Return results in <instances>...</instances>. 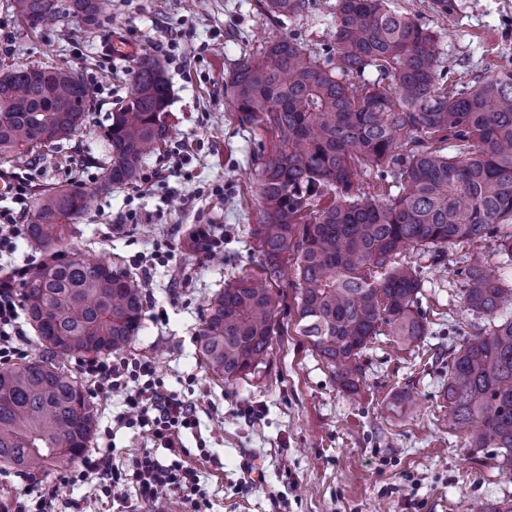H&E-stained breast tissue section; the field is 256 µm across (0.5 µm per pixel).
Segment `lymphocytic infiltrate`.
Segmentation results:
<instances>
[{
    "label": "lymphocytic infiltrate",
    "instance_id": "f902f5d3",
    "mask_svg": "<svg viewBox=\"0 0 512 512\" xmlns=\"http://www.w3.org/2000/svg\"><path fill=\"white\" fill-rule=\"evenodd\" d=\"M22 271L0 267V364L6 365L20 357L17 326L20 303L13 284ZM82 374L94 391L104 396L122 393L127 408L115 421L128 428L149 429L157 448L172 455L171 463H162L154 453L145 452L128 459L125 466L112 462L111 450L97 449L84 454L80 467L61 473L52 481L37 475L29 476L26 497L16 500L14 512H55L57 482L89 483L117 512H139L141 506H155L158 490L191 500L200 491V479L195 468L181 461L185 450L180 434L197 425L195 409L189 401L169 391L157 376L151 362L120 356H94L80 359ZM134 486L136 499H129L126 488Z\"/></svg>",
    "mask_w": 512,
    "mask_h": 512
}]
</instances>
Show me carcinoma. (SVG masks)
<instances>
[{
  "label": "carcinoma",
  "mask_w": 512,
  "mask_h": 512,
  "mask_svg": "<svg viewBox=\"0 0 512 512\" xmlns=\"http://www.w3.org/2000/svg\"><path fill=\"white\" fill-rule=\"evenodd\" d=\"M104 0H11L31 28L74 15L98 26ZM306 0H263L266 14L295 15ZM333 55L318 61L294 37L243 54L229 85L240 123L261 127L277 148L256 176L260 223L250 229L259 274L234 276L209 302L196 344L207 369L228 384L257 373L280 334L274 292L294 265L295 331L353 389L371 340L388 331L404 346L428 335L421 266L409 249L439 262L448 248L489 242L512 266V69L472 86L445 85L434 33L388 0H338ZM375 68L378 83L348 80ZM170 87L160 63L135 62L125 98L104 127L99 191L136 183L170 137ZM92 93L60 63L0 73V163L19 167L44 149L89 131ZM451 141L450 152L433 138ZM393 178L389 198L360 189L363 177ZM335 196L331 204L323 203ZM91 192L38 191L27 239L48 257L19 288L43 356L0 368V464L21 472L75 462L89 447L99 410L62 359L126 349L142 327L145 295L106 259L62 251ZM459 268L471 325L448 362L446 401L471 448L500 449L512 471V283L489 259L464 252Z\"/></svg>",
  "instance_id": "cac0c4a2"
}]
</instances>
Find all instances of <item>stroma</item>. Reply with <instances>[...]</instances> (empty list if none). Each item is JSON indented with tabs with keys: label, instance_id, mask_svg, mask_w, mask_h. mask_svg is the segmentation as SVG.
I'll list each match as a JSON object with an SVG mask.
<instances>
[{
	"label": "stroma",
	"instance_id": "stroma-1",
	"mask_svg": "<svg viewBox=\"0 0 512 512\" xmlns=\"http://www.w3.org/2000/svg\"><path fill=\"white\" fill-rule=\"evenodd\" d=\"M109 0L96 33L63 17L33 29L0 0V71L67 64L90 84L93 118L105 124L133 75L113 57L122 36L155 57L169 80L170 142L146 161L135 185L98 195L105 156L100 137L78 138L27 167L0 168V184L25 183L29 223L38 190L80 185L93 196L74 223L67 251L112 259L134 273L146 295L144 325L125 356L151 361L168 390L191 400L198 425L181 439L198 469L206 512H494L512 501V475L493 448H471L454 426L444 388L448 358L471 322L451 262L407 252L425 277L422 309L429 334L405 347L380 335L361 354L357 392L342 388L307 339L275 337L257 375L224 383L205 370L195 336L206 305L230 276L256 273L249 229L259 219L255 157L269 134L241 125L228 76L242 53L285 36L318 58L332 47L336 0H311L308 11L268 16L260 0ZM393 9L435 32L442 60L468 83L512 67V0H390ZM202 224L224 236L215 258L190 238ZM172 245L160 265L153 255ZM99 430L92 445L115 450V463L151 448L146 430L114 426L126 405L95 395Z\"/></svg>",
	"mask_w": 512,
	"mask_h": 512
}]
</instances>
